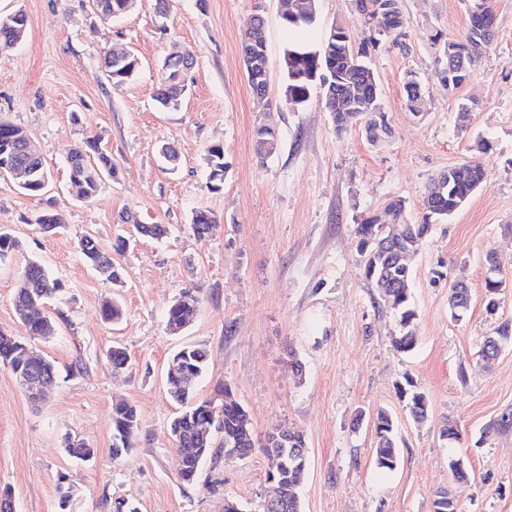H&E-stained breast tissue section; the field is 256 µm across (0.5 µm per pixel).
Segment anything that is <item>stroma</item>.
Listing matches in <instances>:
<instances>
[{"label": "stroma", "instance_id": "1", "mask_svg": "<svg viewBox=\"0 0 512 512\" xmlns=\"http://www.w3.org/2000/svg\"><path fill=\"white\" fill-rule=\"evenodd\" d=\"M255 0H172L158 17L155 0L109 21L89 0H0V15L23 11L26 39L0 51V119L24 128L50 173L43 195L29 196L0 176V226L18 249L0 262V331L26 340L52 360L57 376L48 394L31 400L0 367V488L14 512H224L225 499L256 512L269 484L259 453L228 459L213 449L195 485H184L170 423L180 407L169 393V359L186 346L209 353L194 395L221 400L230 386L247 410L255 439L285 424L303 434L308 468L300 489L302 512H434L438 491L452 488L458 512H512V346L492 366L479 350L485 336L512 321V288L500 295L496 316L484 307L485 257L494 253L512 275V0H496V31L470 81L448 92L438 76L443 54L433 33L457 39L469 24L470 0H401L398 38L378 37L349 0H317L318 41L343 25L357 42L377 40L368 58L392 128L371 145L361 126L337 132L320 92L294 110L284 102L283 49L287 37L278 0H265L270 70L268 105L253 96L241 56V34ZM123 43L139 58L136 77L116 85L103 75L105 51ZM191 52L194 65L178 109L156 102L166 56ZM422 84L421 116L406 105L404 83ZM475 101L467 128L457 124L460 102ZM270 127L277 150L255 151V127ZM107 146L115 165L93 202L68 189L67 158L86 139ZM490 144L479 152L478 141ZM222 145L229 170L220 190L207 180L208 149ZM180 153L177 168L159 156ZM479 157L487 182L449 220L434 224L413 262L411 295L417 346L398 351L394 312L367 280L356 226L386 220L391 200H404L408 223H420L427 188L439 172ZM53 211L60 232L47 235L36 216ZM218 220L197 237L195 211ZM166 224L162 239L137 238L116 255L122 283L87 266L81 237L111 249L134 224ZM40 260L60 279L63 294L45 312L63 311L49 339L32 338L13 306L19 275ZM443 278H435L434 270ZM465 281L471 303L462 320L448 310L452 281ZM199 312L183 332L170 334L166 313L187 289ZM117 299L119 321L99 308ZM130 356L113 372L112 345ZM299 360L295 374L289 359ZM83 367L72 373V364ZM412 380L429 403L415 423L398 387ZM134 405L140 429L134 448L112 459V406ZM391 413L398 464L375 465L374 416ZM461 433L448 442L443 422ZM98 448L79 462L65 436ZM469 477L451 479L449 458ZM71 488L60 507L58 479Z\"/></svg>", "mask_w": 512, "mask_h": 512}]
</instances>
